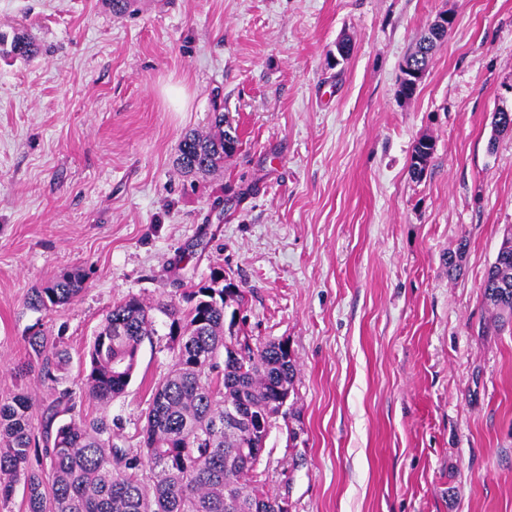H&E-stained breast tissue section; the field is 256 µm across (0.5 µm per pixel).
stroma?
Listing matches in <instances>:
<instances>
[{
    "mask_svg": "<svg viewBox=\"0 0 512 512\" xmlns=\"http://www.w3.org/2000/svg\"><path fill=\"white\" fill-rule=\"evenodd\" d=\"M443 12L454 26L401 99ZM15 27L42 53L0 58V399L46 397L37 372L15 376L28 334L61 337L79 385L113 305L220 269L243 331L298 366L251 483L288 512H512V326L481 290L512 226V133L491 125L512 111V0H0ZM217 110L237 152L181 176V135ZM76 269L73 303L27 307ZM156 330L107 408L124 448L173 361ZM448 36V29L429 26L421 35L414 50L407 56L402 67V78L399 85V95L403 99H411L416 93L418 83L411 77L410 70L420 67L424 72L427 70L436 47ZM435 151V143L432 138L423 136L419 138L412 151L409 171L414 179H419L433 158Z\"/></svg>",
    "mask_w": 512,
    "mask_h": 512,
    "instance_id": "35a3bbf8",
    "label": "stroma"
}]
</instances>
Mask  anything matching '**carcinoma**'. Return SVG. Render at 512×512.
Listing matches in <instances>:
<instances>
[{
  "label": "carcinoma",
  "mask_w": 512,
  "mask_h": 512,
  "mask_svg": "<svg viewBox=\"0 0 512 512\" xmlns=\"http://www.w3.org/2000/svg\"><path fill=\"white\" fill-rule=\"evenodd\" d=\"M448 30L430 26L402 67L399 95L410 99L418 81L410 70H427ZM40 46L18 30L0 31V57L30 60ZM224 129V113H212L209 131L186 133L175 159L188 177L224 167L238 148ZM435 151L432 138H419L409 171L420 178ZM224 275L189 288L176 300L147 302L131 296L112 306L85 357L78 389L65 385L71 363L60 337H26L29 362L48 392L40 431L32 425V393L20 389L0 400V509L22 488L28 512H288L285 503L246 477L259 460L278 417H286L297 374L284 341L252 342L226 321L228 302L243 292H226ZM485 304L500 318L512 317V230L504 233L481 283ZM83 275L65 271L31 289L28 306L52 310L72 303ZM168 320L177 343L168 376L154 388L138 448L115 442L112 421L91 416L85 403L101 409L121 397L137 366L144 340L155 335V315ZM241 419L228 420V410Z\"/></svg>",
  "instance_id": "cac0c4a2"
}]
</instances>
